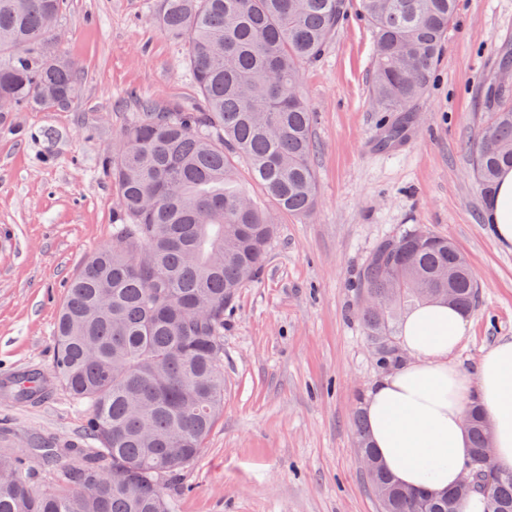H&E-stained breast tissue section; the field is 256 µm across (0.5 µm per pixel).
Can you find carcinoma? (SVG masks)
Here are the masks:
<instances>
[{"mask_svg": "<svg viewBox=\"0 0 512 512\" xmlns=\"http://www.w3.org/2000/svg\"><path fill=\"white\" fill-rule=\"evenodd\" d=\"M375 60L370 103L391 112L379 146L414 124V106L439 62L457 0H359ZM67 0H0V98L12 111L66 109L79 78L52 42ZM348 0H157L168 35L185 42L202 103L138 102L120 149L107 161L119 204L112 246L95 252L68 286L54 330L52 378L86 412L87 441L41 436L0 449V512H175L163 485L200 454L224 407V309L259 274L274 213L236 187L245 160L275 206L302 216L316 205L315 116L299 91L300 67L316 61L348 17ZM490 120L473 150L483 193L512 168V85H489ZM458 249L415 226L380 241L358 287L370 304L360 321L376 361L398 363L397 322L419 301L475 307L469 267L450 282ZM29 369L0 384L17 404L42 396ZM468 464L481 470L489 426L466 416ZM355 447L382 512H457L472 489L440 496L393 481L364 419ZM59 468L52 491L33 489L35 463ZM487 512H512V474L497 472Z\"/></svg>", "mask_w": 512, "mask_h": 512, "instance_id": "1", "label": "carcinoma"}]
</instances>
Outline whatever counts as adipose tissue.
Here are the masks:
<instances>
[{
    "label": "adipose tissue",
    "instance_id": "1",
    "mask_svg": "<svg viewBox=\"0 0 512 512\" xmlns=\"http://www.w3.org/2000/svg\"><path fill=\"white\" fill-rule=\"evenodd\" d=\"M485 219L498 243L512 247L511 168L499 174ZM470 331L467 316L446 303L411 310L399 335L406 360L382 374L362 404L379 461L406 488L439 494L459 482L470 455L464 417L474 401L500 470L512 472V339L488 348L469 374L452 356Z\"/></svg>",
    "mask_w": 512,
    "mask_h": 512
}]
</instances>
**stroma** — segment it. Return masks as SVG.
I'll return each instance as SVG.
<instances>
[{
  "instance_id": "35a3bbf8",
  "label": "stroma",
  "mask_w": 512,
  "mask_h": 512,
  "mask_svg": "<svg viewBox=\"0 0 512 512\" xmlns=\"http://www.w3.org/2000/svg\"><path fill=\"white\" fill-rule=\"evenodd\" d=\"M155 0H68L56 43L79 76L66 111L22 110L0 125V376L50 371L53 328L68 284L112 242L119 219L105 160L119 148L133 95L196 105L186 44L154 20ZM512 54V0H458L442 56L417 106L410 145L373 139L374 35L359 15L301 67L316 116L317 205L276 215L261 274L224 311V408L198 458L165 489L176 512H381L354 447L355 413L382 374L358 312L359 273L401 225L450 238L479 284L473 334L453 355L473 371L512 337V248L483 215L471 154L481 107ZM11 446L52 434L80 440L81 408L63 387L40 404L0 399Z\"/></svg>"
}]
</instances>
